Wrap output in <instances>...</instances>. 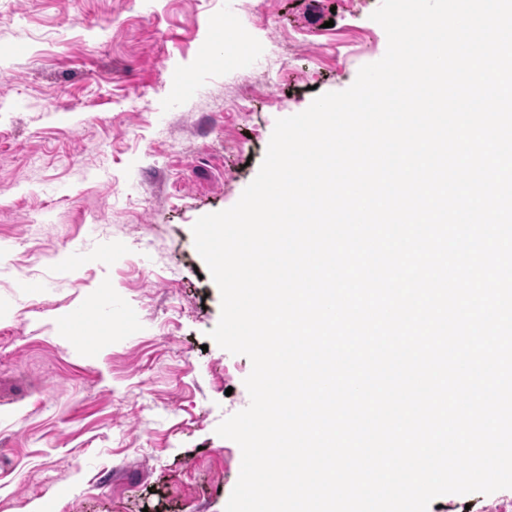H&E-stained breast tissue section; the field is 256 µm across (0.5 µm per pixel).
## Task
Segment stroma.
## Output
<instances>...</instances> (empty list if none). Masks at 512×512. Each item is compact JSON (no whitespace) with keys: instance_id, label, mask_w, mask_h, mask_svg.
Here are the masks:
<instances>
[{"instance_id":"obj_1","label":"stroma","mask_w":512,"mask_h":512,"mask_svg":"<svg viewBox=\"0 0 512 512\" xmlns=\"http://www.w3.org/2000/svg\"><path fill=\"white\" fill-rule=\"evenodd\" d=\"M380 4L0 0V512H225L252 365L191 228L383 57Z\"/></svg>"}]
</instances>
